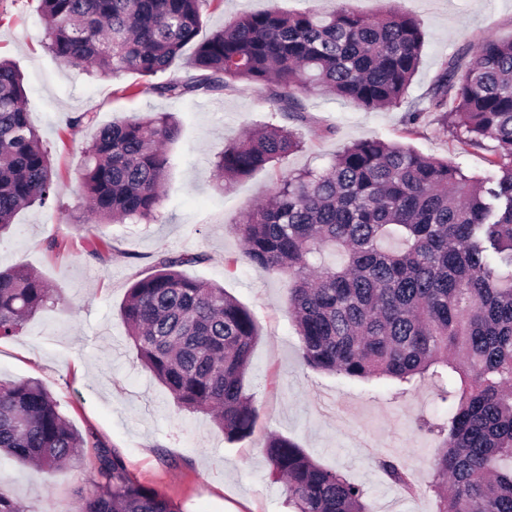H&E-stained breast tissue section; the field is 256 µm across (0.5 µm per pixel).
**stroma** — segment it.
Listing matches in <instances>:
<instances>
[{
    "label": "stroma",
    "mask_w": 512,
    "mask_h": 512,
    "mask_svg": "<svg viewBox=\"0 0 512 512\" xmlns=\"http://www.w3.org/2000/svg\"><path fill=\"white\" fill-rule=\"evenodd\" d=\"M332 11L336 0H213L203 13L200 38L239 13L273 7ZM378 17L395 8L415 16L425 35L422 62L400 106L374 112L330 95L310 96L311 117L301 127L303 146L275 166L219 186L213 163L225 145L268 118L264 92L236 85L223 93L174 100L139 89L138 76H88L58 62L43 46L39 0H0V56L21 70L26 107L50 151L56 190L48 204L17 213L0 237V267L22 265L58 289L61 301L39 313L13 339L0 341V380L40 379L81 434H94L124 458L132 477L165 493L180 512H290L282 481L270 474L268 436L299 444L322 466L363 485L368 512H435L425 484L437 452L423 417L443 415L437 386L424 380L398 394L389 384L362 381L303 365L289 313L288 276L252 265L234 226L268 197L282 173L320 169L351 143L379 137L459 164L469 175L491 173V149L470 150L442 134L432 117L408 132L405 116L426 96L451 56L488 35L512 39V0H355ZM93 113L94 125L69 120ZM146 112H170L178 138L168 146L163 217L151 224H103L106 261L89 254L87 212L80 188L81 150L96 127ZM202 252L205 263L184 267L247 307L259 329L246 390L259 409L252 434L225 440L210 416L177 407L136 356L120 306L157 255ZM83 465L41 474L14 457L0 456V487L25 512H74L78 493L95 476L93 448ZM394 458L419 485L402 494L378 462Z\"/></svg>",
    "instance_id": "stroma-1"
}]
</instances>
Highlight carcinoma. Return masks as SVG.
Returning <instances> with one entry per match:
<instances>
[{"label": "carcinoma", "mask_w": 512, "mask_h": 512, "mask_svg": "<svg viewBox=\"0 0 512 512\" xmlns=\"http://www.w3.org/2000/svg\"><path fill=\"white\" fill-rule=\"evenodd\" d=\"M210 0H40L44 40L65 65L102 79L135 74L149 92L181 100L238 84L264 88L271 120L225 146L219 182L242 179L302 146V98L333 93L366 111L401 105L421 61L418 20L391 9L361 13L354 0L322 12H247L203 41ZM195 44L196 74L173 73ZM439 129L478 149L497 143L486 177L381 139L352 143L323 170L290 172L236 229L244 256L292 279L289 308L304 364L412 387L431 379L446 414L423 422L440 441L426 488L436 512H512V40L488 36L467 66L452 56L426 100ZM179 126L167 113L111 122L82 151L83 196L98 224L156 221ZM49 151L25 106L23 78L0 60V234L15 215L54 195ZM345 255L325 264V251ZM207 256H157L120 307L137 358L177 406L212 417L225 438L258 418L245 376L259 333L251 312L215 283L179 271ZM54 304L24 266L0 270V341ZM98 449L97 480L75 512H180L136 481L124 458L78 432L38 380L0 381V452L46 473ZM293 512H366L363 487L317 464L289 438L266 445ZM379 468L403 494L413 484L396 459Z\"/></svg>", "instance_id": "cac0c4a2"}]
</instances>
